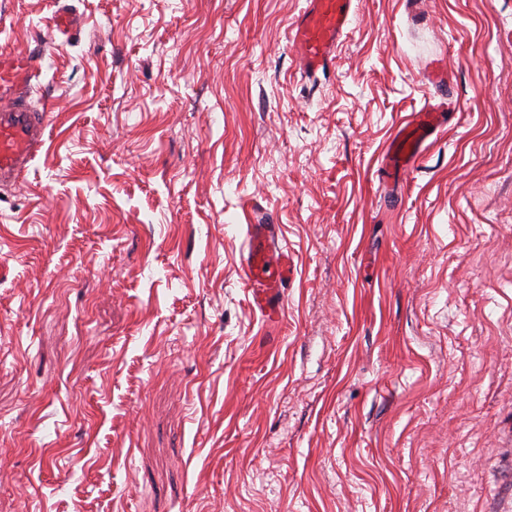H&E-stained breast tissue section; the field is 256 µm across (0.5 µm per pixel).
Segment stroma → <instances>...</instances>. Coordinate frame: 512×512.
<instances>
[{
  "mask_svg": "<svg viewBox=\"0 0 512 512\" xmlns=\"http://www.w3.org/2000/svg\"><path fill=\"white\" fill-rule=\"evenodd\" d=\"M72 2L0 0L50 110L0 190V512H512V0H357L314 82L306 0ZM449 115L445 102L417 113L414 122L398 132L384 155L381 165L384 177L411 167L422 153L426 139L448 123ZM272 224H251L247 231L242 272L251 293L252 305L268 322L280 315L286 285L293 277L288 251L274 245Z\"/></svg>",
  "mask_w": 512,
  "mask_h": 512,
  "instance_id": "35a3bbf8",
  "label": "stroma"
}]
</instances>
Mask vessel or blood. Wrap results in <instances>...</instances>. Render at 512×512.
I'll list each match as a JSON object with an SVG mask.
<instances>
[{"label":"vessel or blood","mask_w":512,"mask_h":512,"mask_svg":"<svg viewBox=\"0 0 512 512\" xmlns=\"http://www.w3.org/2000/svg\"><path fill=\"white\" fill-rule=\"evenodd\" d=\"M356 0H307L291 25L289 44L302 74L309 79L330 71L336 49L352 23ZM35 53L0 51V186L15 185L38 156L48 127L46 113L32 108L30 99L40 74ZM447 103L417 113L411 125L393 139L381 165L383 174L411 167L434 131L448 122ZM242 272L252 305L267 321L280 315L285 288L293 277L292 259L277 248L267 224L250 225Z\"/></svg>","instance_id":"1"}]
</instances>
